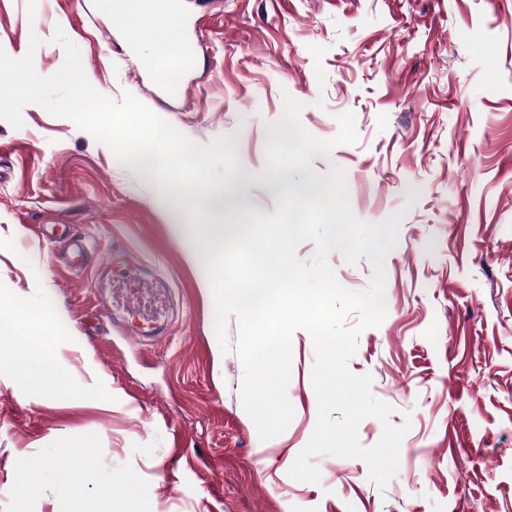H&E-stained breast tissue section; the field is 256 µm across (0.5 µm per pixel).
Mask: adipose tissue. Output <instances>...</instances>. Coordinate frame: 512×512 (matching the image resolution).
Listing matches in <instances>:
<instances>
[{
    "label": "adipose tissue",
    "instance_id": "adipose-tissue-1",
    "mask_svg": "<svg viewBox=\"0 0 512 512\" xmlns=\"http://www.w3.org/2000/svg\"><path fill=\"white\" fill-rule=\"evenodd\" d=\"M130 19L129 34L135 41L153 43L149 64L160 72H167L171 63L183 59L184 51L172 30V14L163 0H121ZM50 349L45 335L19 334L0 320V353L6 352L24 362L26 368H37L44 362Z\"/></svg>",
    "mask_w": 512,
    "mask_h": 512
}]
</instances>
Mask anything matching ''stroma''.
Listing matches in <instances>:
<instances>
[{"mask_svg":"<svg viewBox=\"0 0 512 512\" xmlns=\"http://www.w3.org/2000/svg\"><path fill=\"white\" fill-rule=\"evenodd\" d=\"M196 46L170 96L124 16L99 0H0V49L65 61L63 28L99 93H132L192 142L233 135L250 214L279 193L266 168L285 97L311 135L355 116L358 141L314 157L344 171L353 213L402 214L384 261L386 316L350 361L408 425L385 487L359 458L288 471L317 419L310 335L292 338L294 418L260 441L240 400L243 367L222 352L205 250L188 257L142 168L66 118L30 104L0 121V314L54 330L47 376L22 382L0 358V512H512V0H176ZM41 44L30 49L31 36ZM86 244L72 267L66 237ZM139 264L157 317L133 301L116 320L106 271Z\"/></svg>","mask_w":512,"mask_h":512,"instance_id":"obj_1","label":"stroma"}]
</instances>
